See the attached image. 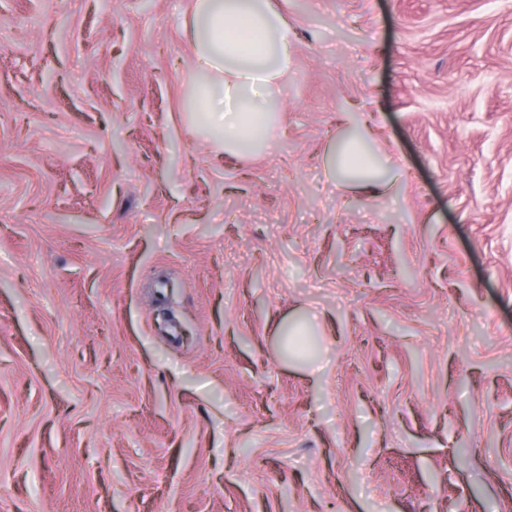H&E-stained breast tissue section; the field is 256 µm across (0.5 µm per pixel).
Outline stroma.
<instances>
[{"mask_svg": "<svg viewBox=\"0 0 512 512\" xmlns=\"http://www.w3.org/2000/svg\"><path fill=\"white\" fill-rule=\"evenodd\" d=\"M274 3L238 157L193 0H0V512H512V0ZM191 111L225 153L270 144L292 31L271 0H194ZM361 156L367 159L362 166L359 163ZM329 169L340 182L359 185L374 192L385 188L397 178L394 168H389L388 162L384 163L358 137L346 138L336 147Z\"/></svg>", "mask_w": 512, "mask_h": 512, "instance_id": "1", "label": "stroma"}]
</instances>
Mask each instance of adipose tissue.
I'll return each mask as SVG.
<instances>
[{"instance_id": "obj_1", "label": "adipose tissue", "mask_w": 512, "mask_h": 512, "mask_svg": "<svg viewBox=\"0 0 512 512\" xmlns=\"http://www.w3.org/2000/svg\"><path fill=\"white\" fill-rule=\"evenodd\" d=\"M192 116L225 153L268 145L288 78L292 31L271 0H194ZM340 182L372 190L395 179L392 168L358 137L344 139L330 161Z\"/></svg>"}]
</instances>
